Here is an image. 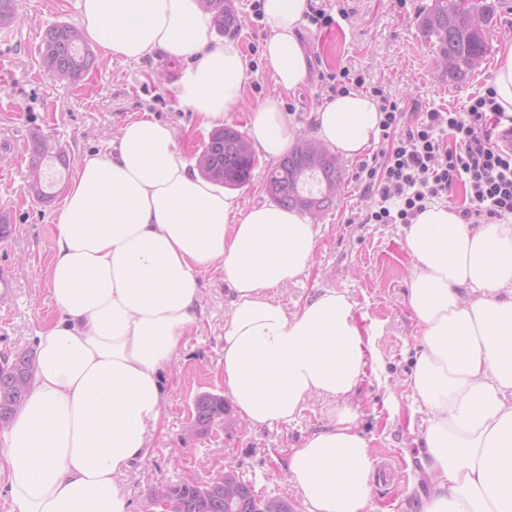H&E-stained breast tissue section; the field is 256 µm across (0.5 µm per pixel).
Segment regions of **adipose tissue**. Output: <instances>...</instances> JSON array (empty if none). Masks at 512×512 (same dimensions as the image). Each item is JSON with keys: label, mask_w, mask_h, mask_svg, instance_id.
<instances>
[{"label": "adipose tissue", "mask_w": 512, "mask_h": 512, "mask_svg": "<svg viewBox=\"0 0 512 512\" xmlns=\"http://www.w3.org/2000/svg\"><path fill=\"white\" fill-rule=\"evenodd\" d=\"M264 57L278 85L308 74L298 33L309 0H262ZM78 26L101 55L183 64L176 83L200 128L223 125L249 61L212 41L199 0H78ZM382 116L369 95L340 93L314 113V135L360 155ZM258 155L278 161L296 133L271 95L248 114ZM48 268L55 316L34 338L38 369L0 442V484L13 512H130L120 478L145 460L162 424L164 374L197 322L199 280L218 269L234 293L224 325V387L249 426L292 421L318 394L334 422L288 456L306 512H366L373 456L348 400L371 340L355 300L321 288L294 312L272 293L311 267L308 215L241 206L196 174L173 129L127 122L109 154L79 163L60 207ZM408 306L421 329L410 374L431 416L421 433L436 481L421 512H512V223H463L428 204L404 225Z\"/></svg>", "instance_id": "adipose-tissue-1"}]
</instances>
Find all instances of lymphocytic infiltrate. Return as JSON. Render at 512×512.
Returning <instances> with one entry per match:
<instances>
[{"label": "lymphocytic infiltrate", "mask_w": 512, "mask_h": 512, "mask_svg": "<svg viewBox=\"0 0 512 512\" xmlns=\"http://www.w3.org/2000/svg\"><path fill=\"white\" fill-rule=\"evenodd\" d=\"M380 100L386 146L378 163L358 173L375 197L368 224H409L431 200L456 185L469 188L464 220L512 215V114L493 93L471 100L462 111L411 114L368 87Z\"/></svg>", "instance_id": "obj_1"}]
</instances>
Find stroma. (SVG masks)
Returning <instances> with one entry per match:
<instances>
[{"label":"stroma","instance_id":"1","mask_svg":"<svg viewBox=\"0 0 512 512\" xmlns=\"http://www.w3.org/2000/svg\"><path fill=\"white\" fill-rule=\"evenodd\" d=\"M255 0H233L239 19L228 38L237 40L250 61L242 103L229 112L226 125L245 130V110L267 96L279 95L297 135H313L314 110L330 96V76L349 69L369 86L410 112L460 110L484 95L498 53L512 45V8H498L486 33L488 50L461 82L449 81L434 67L436 50L424 38L421 15L441 0H312L333 18L327 27L306 25L299 40L308 57L304 85L280 88L263 46L266 30L253 12ZM17 20L0 28V211L12 224L0 241V357L33 351V338L54 313L46 271L56 227L53 212L74 174L72 165L86 154H108L131 117L169 125L178 149L193 155L209 137L190 109L180 106L174 67L163 57L139 63L104 60L81 85L55 80L40 66L44 31L61 22L76 23L77 0H16ZM63 149L71 167L56 159L43 163L51 201L30 191L29 162L35 141ZM384 140L375 137L358 158L342 159L343 190L317 224V247L309 271L276 291L289 311L320 288L348 292L356 301L362 326L373 335L376 359L350 400L357 424L373 456L389 453L410 458L430 416L407 379L421 349L419 327L407 304L411 261L402 249L399 224H364L360 217L371 201L359 180L361 163L372 162ZM199 321L181 342L164 375V430L150 436L146 460L135 463L122 483L131 512H152V487L188 477L208 480L232 470L262 498L288 500L293 512L304 507L287 472L288 451L333 420L332 400L312 396L286 424L255 429L242 421L232 402L206 432L189 427L193 402L203 393L224 394V324L231 311L230 291L221 274L208 272L199 283ZM430 490L429 472L421 470L384 486L373 484L367 512H420Z\"/></svg>","mask_w":512,"mask_h":512}]
</instances>
